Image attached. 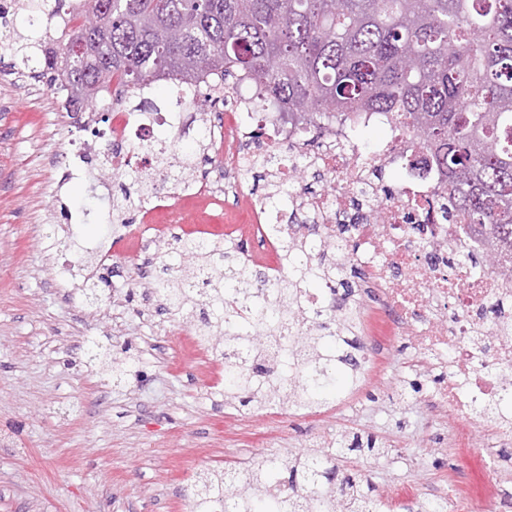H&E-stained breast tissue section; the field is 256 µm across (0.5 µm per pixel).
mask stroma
<instances>
[{
  "label": "stroma",
  "instance_id": "1",
  "mask_svg": "<svg viewBox=\"0 0 512 512\" xmlns=\"http://www.w3.org/2000/svg\"><path fill=\"white\" fill-rule=\"evenodd\" d=\"M12 63L0 43V512H189L176 481L241 466L263 451L334 448L353 434L375 435L388 448L360 463L382 512H420L427 487L447 483L453 459L440 451L449 424L426 403L435 378L412 370L413 347L398 336L368 337L381 363L321 412L281 406L234 412L218 424L205 384L170 367L181 316L127 302L129 293L153 290V268L125 248L138 209L123 225L97 221L106 202L92 181L113 179L98 163L62 181L51 157L91 130L83 113L60 109L47 83L21 92ZM69 210L91 219L69 228L62 249L55 230ZM90 244L112 253L98 274L122 327L85 304L83 277L58 274ZM116 361L126 368L119 380Z\"/></svg>",
  "mask_w": 512,
  "mask_h": 512
}]
</instances>
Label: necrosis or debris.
Returning <instances> with one entry per match:
<instances>
[{"label": "necrosis or debris", "mask_w": 512, "mask_h": 512, "mask_svg": "<svg viewBox=\"0 0 512 512\" xmlns=\"http://www.w3.org/2000/svg\"><path fill=\"white\" fill-rule=\"evenodd\" d=\"M221 77L205 76L184 91L182 101L223 94ZM231 90L233 106L221 113H203L196 135L210 149L208 168L198 176L172 174L160 189L144 197L140 208L149 236H137L135 255L148 259L151 249L167 240V226L159 215L168 200L193 201L181 221L198 241L232 243V234L210 229V208L232 201L244 207L241 237L254 244L244 252L246 264L261 267L268 282L281 280L284 266L279 243L265 226L273 220L270 204L255 201L240 177L253 161L249 142L263 132L271 146L289 149L295 160L278 165L275 181L293 187L309 228L301 238L319 250L332 238L354 246L345 263L355 269L359 284L354 299L361 310L380 313L383 324L407 338L420 355L419 366L439 373L441 381L427 397L437 416L457 421L448 433L447 449L460 453L474 432H481L486 481L481 497L471 494L464 468L453 469L448 492L449 512H503L512 508V457L503 455L512 445V427L475 429L472 411L478 403L512 391V274H473L463 259L486 249L462 222H445L435 209L446 191L439 169L412 165L422 152L409 136L364 153L349 123H330L310 136L305 123L277 102L256 107L257 95L245 75ZM103 95L111 107L104 139L73 142L68 157L71 175H80L92 158H107V167L125 172L134 153L148 142L154 128L181 129L180 113L169 104H153L143 112L122 99V90L109 85ZM403 164L398 189H388L378 173ZM323 177L328 191H306L303 173Z\"/></svg>", "instance_id": "necrosis-or-debris-1"}]
</instances>
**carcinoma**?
Here are the masks:
<instances>
[{
	"label": "carcinoma",
	"instance_id": "cac0c4a2",
	"mask_svg": "<svg viewBox=\"0 0 512 512\" xmlns=\"http://www.w3.org/2000/svg\"><path fill=\"white\" fill-rule=\"evenodd\" d=\"M72 0H21L20 9L48 19L82 16L79 24L23 36L10 28L16 62L45 53L50 82L77 105L95 103L116 81L133 94L156 80L196 82L244 71L288 111L321 128L324 120L382 112L395 132L417 139L441 168L448 196L439 208L467 221L493 253H474V270L512 269V0H95L94 24ZM146 150L168 169H196L197 150L171 162L167 147ZM148 175L112 195L124 213ZM270 224L287 275L270 286L240 261L244 243L203 247L176 236L158 257L153 289L163 308L194 323L201 339L220 328L229 344L224 401L243 414L280 400L316 412L364 379V344L352 289L333 246L315 257L294 225ZM344 292H338V287ZM378 438L354 435L327 452H264L241 471L199 478L190 512H378L358 461L380 453ZM292 494L267 497L272 486Z\"/></svg>",
	"mask_w": 512,
	"mask_h": 512
}]
</instances>
